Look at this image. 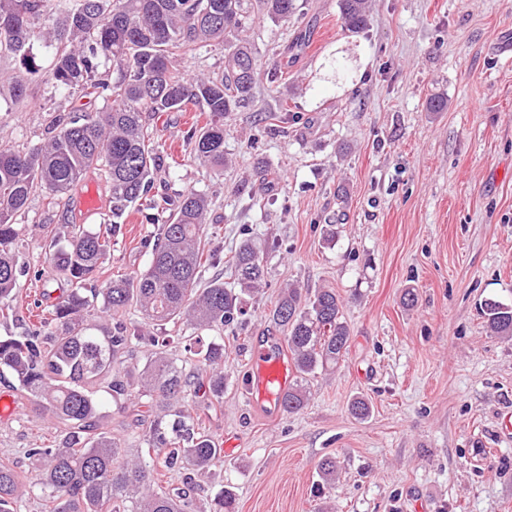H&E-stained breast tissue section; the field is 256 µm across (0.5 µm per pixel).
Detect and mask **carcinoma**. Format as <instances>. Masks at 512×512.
I'll return each instance as SVG.
<instances>
[{"label":"carcinoma","mask_w":512,"mask_h":512,"mask_svg":"<svg viewBox=\"0 0 512 512\" xmlns=\"http://www.w3.org/2000/svg\"><path fill=\"white\" fill-rule=\"evenodd\" d=\"M267 18L286 23L299 10L297 0H260ZM345 31L368 26L369 0H339ZM249 0H0V53L26 55L33 36L52 46L54 79L64 89H92L108 104L80 120L58 115L54 135L27 152L0 143V316L15 312L18 269L15 248L22 225L15 216L31 196L58 199L90 171L97 170L112 193L115 221L105 232L82 229L65 247L48 244L45 260L57 265L70 285L60 296L44 288L35 305L42 309L25 335L0 338V375L9 372L19 389L55 424L62 439L26 449L39 469L36 485L49 512H194L190 488L155 489L160 478L187 480L223 465V449L186 413L183 400L224 399V337L208 331L234 330L247 314L246 297L266 277V247L249 239L235 252L234 285L218 273L200 287L203 270L221 257L202 245L209 209L205 194L187 189L160 227L148 267L111 279L99 288L87 283L111 256L112 232L126 209L141 201L146 209L168 204L151 197L158 147L144 115L183 112L193 104L208 113L205 126L190 128V157L224 166V117L247 105L262 61L248 39ZM217 44L224 47V70L189 79L176 68L179 57ZM140 320H126L128 309ZM488 330L512 338V306L493 299L481 304ZM112 331L98 335L102 319ZM269 321L284 336L297 379L280 398L282 410L300 412L310 379L333 371L349 347L350 330L342 300L333 288L282 289ZM191 330L185 346L195 372L170 356L174 337L166 325ZM152 347L137 376L112 379L133 341ZM115 401L149 397L157 403L143 431L144 447L123 448L101 430L102 402L93 388ZM340 460L318 464L316 494L335 482ZM24 475L0 463V512H18ZM236 498L225 487L213 512H235Z\"/></svg>","instance_id":"cac0c4a2"}]
</instances>
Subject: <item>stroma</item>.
Returning a JSON list of instances; mask_svg holds the SVG:
<instances>
[{"instance_id": "stroma-1", "label": "stroma", "mask_w": 512, "mask_h": 512, "mask_svg": "<svg viewBox=\"0 0 512 512\" xmlns=\"http://www.w3.org/2000/svg\"><path fill=\"white\" fill-rule=\"evenodd\" d=\"M298 2L289 23L256 22L255 103L224 119L223 171L191 161L184 141L206 113L146 118L161 155L155 191L192 186L211 200L206 249L228 258L247 237L270 244L265 285L224 335L221 406L188 405L226 445L223 466L195 479V510L211 512L228 485L236 512H512V437L500 433L512 414V340L490 335L480 314L489 298L512 304V0H373L358 34L343 29L339 0ZM53 66L38 40L27 55L0 54V142L29 149L52 116L101 108L57 87ZM16 76L27 86L19 101ZM437 97L447 108L428 111ZM86 180L98 211L80 209L75 188L68 206L38 193L18 216L19 260L43 277L19 276L1 338L23 334L43 287L67 285L44 260L43 236L64 242L74 226L110 222L108 185L95 173ZM165 220L128 208L100 281L146 269ZM291 284L336 289L351 340L341 367L311 381L300 413L271 417L240 382ZM407 288L415 306L402 302ZM1 396L18 414L0 419V462L35 478L26 449L60 430L16 388L1 382ZM357 396L372 405L367 420L348 410ZM329 454L342 470L317 498V464Z\"/></svg>"}]
</instances>
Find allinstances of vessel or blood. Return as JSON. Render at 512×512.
<instances>
[{
    "label": "vessel or blood",
    "instance_id": "1",
    "mask_svg": "<svg viewBox=\"0 0 512 512\" xmlns=\"http://www.w3.org/2000/svg\"><path fill=\"white\" fill-rule=\"evenodd\" d=\"M292 383V371L277 346L253 354L245 387L253 403L268 415L280 409V396Z\"/></svg>",
    "mask_w": 512,
    "mask_h": 512
}]
</instances>
